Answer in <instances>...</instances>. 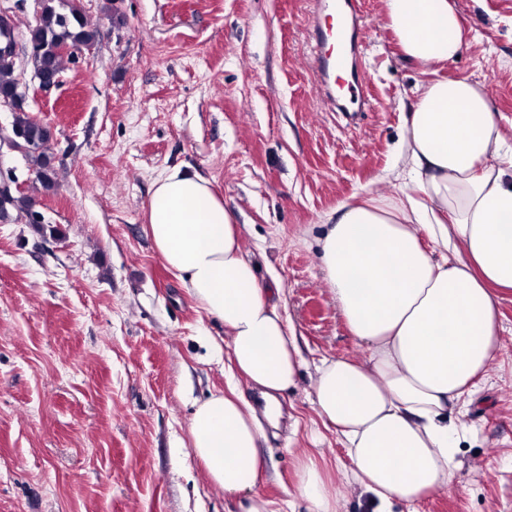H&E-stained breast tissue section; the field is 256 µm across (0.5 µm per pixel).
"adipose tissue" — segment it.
Instances as JSON below:
<instances>
[{"instance_id":"adipose-tissue-1","label":"adipose tissue","mask_w":512,"mask_h":512,"mask_svg":"<svg viewBox=\"0 0 512 512\" xmlns=\"http://www.w3.org/2000/svg\"><path fill=\"white\" fill-rule=\"evenodd\" d=\"M404 54L428 73L401 143L409 179L392 198L339 204L320 262L361 362L324 360L320 415L347 443L355 486L371 512L444 492L457 467L448 410L475 386L500 346L493 288L512 289V145L490 100L438 72L465 33L453 0H384ZM147 227L164 266L224 326L231 370L259 390L264 415L240 395L197 403L193 454L241 512H268L256 488L262 416L299 368L296 338L246 256L243 227L206 178L175 167L154 180ZM296 490L313 512H341L316 458L300 453Z\"/></svg>"}]
</instances>
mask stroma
I'll list each match as a JSON object with an SVG mask.
<instances>
[{
	"instance_id": "1",
	"label": "stroma",
	"mask_w": 512,
	"mask_h": 512,
	"mask_svg": "<svg viewBox=\"0 0 512 512\" xmlns=\"http://www.w3.org/2000/svg\"><path fill=\"white\" fill-rule=\"evenodd\" d=\"M468 33L441 77L483 86L512 143V0H456ZM93 46L36 95L54 132V189L32 196L58 238L0 222V512H238L190 448L197 401L237 387L217 352L224 328L163 265L146 231L151 185L182 167L207 178L237 223L260 281L282 290L300 377L260 444L271 512H309L299 449L314 454L345 512H366L341 437L313 391L323 360L361 361L319 262L344 201L397 195L405 117L424 81L386 25L357 0L370 81L356 123L318 94L308 0H82ZM502 347L449 417L460 436L446 493L394 512H512V292L498 298Z\"/></svg>"
}]
</instances>
